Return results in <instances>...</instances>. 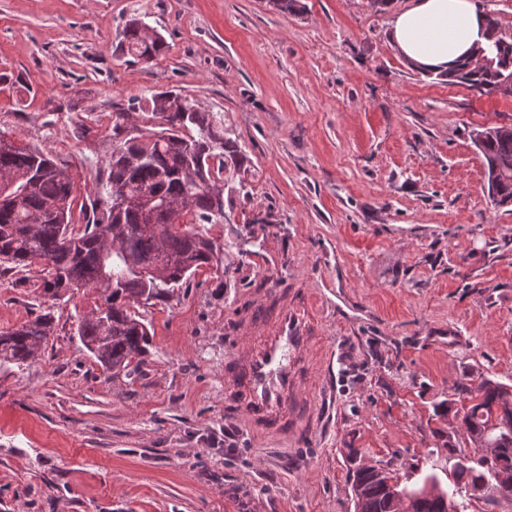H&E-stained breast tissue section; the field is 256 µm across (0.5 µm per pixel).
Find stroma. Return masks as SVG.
I'll return each instance as SVG.
<instances>
[{
  "mask_svg": "<svg viewBox=\"0 0 512 512\" xmlns=\"http://www.w3.org/2000/svg\"><path fill=\"white\" fill-rule=\"evenodd\" d=\"M408 0H0V137L68 174L72 222L103 197L116 113L156 130L173 90L244 156L224 172L223 249L136 305L143 375H112L77 335L101 302L56 300L36 357L0 368V512H354L344 453L421 480L468 449L437 407L457 383L512 385V206L484 187L475 130L512 96L412 67L389 29ZM139 20L166 48L119 49ZM272 223H262L265 214ZM301 288L333 355L305 441L249 435L224 410V360L250 300ZM45 307L39 268L0 273V331ZM165 47V42L159 35L147 42L140 35L138 21H130L123 29L120 49L124 54H129L145 63H150L164 52Z\"/></svg>",
  "mask_w": 512,
  "mask_h": 512,
  "instance_id": "stroma-1",
  "label": "stroma"
}]
</instances>
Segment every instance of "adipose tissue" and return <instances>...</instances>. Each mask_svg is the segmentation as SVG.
<instances>
[{
  "label": "adipose tissue",
  "instance_id": "1",
  "mask_svg": "<svg viewBox=\"0 0 512 512\" xmlns=\"http://www.w3.org/2000/svg\"><path fill=\"white\" fill-rule=\"evenodd\" d=\"M485 16L474 0H411L391 22L398 53L422 71L441 72L482 42Z\"/></svg>",
  "mask_w": 512,
  "mask_h": 512
}]
</instances>
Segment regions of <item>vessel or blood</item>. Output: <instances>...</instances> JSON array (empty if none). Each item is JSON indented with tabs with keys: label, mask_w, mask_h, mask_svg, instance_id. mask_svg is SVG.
Instances as JSON below:
<instances>
[{
	"label": "vessel or blood",
	"mask_w": 512,
	"mask_h": 512,
	"mask_svg": "<svg viewBox=\"0 0 512 512\" xmlns=\"http://www.w3.org/2000/svg\"><path fill=\"white\" fill-rule=\"evenodd\" d=\"M304 305L299 290H270L224 364V405L252 435L296 443L316 422L306 392L326 381L330 355L309 332Z\"/></svg>",
	"instance_id": "vessel-or-blood-1"
}]
</instances>
